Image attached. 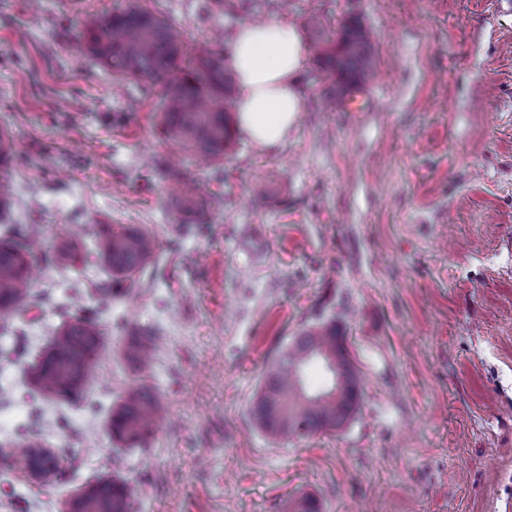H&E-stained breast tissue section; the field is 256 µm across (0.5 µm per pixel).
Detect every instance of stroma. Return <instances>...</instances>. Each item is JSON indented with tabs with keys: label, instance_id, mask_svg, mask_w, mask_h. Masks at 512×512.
<instances>
[{
	"label": "stroma",
	"instance_id": "35a3bbf8",
	"mask_svg": "<svg viewBox=\"0 0 512 512\" xmlns=\"http://www.w3.org/2000/svg\"><path fill=\"white\" fill-rule=\"evenodd\" d=\"M227 15L209 0H152L183 35L227 46L246 22L308 14L369 29L375 80L357 110L326 111L333 84L306 70L307 109L285 146L238 141L210 182L224 205L182 224L157 175L175 150L156 97L78 51L70 19L128 0H0V127L18 155L9 224L43 227L42 254L98 224L156 234L155 268L96 301V260L49 261L23 329L0 327V446L40 440L57 471L35 481L0 457V512H62L120 474L133 512H512V0H275ZM267 197H254L257 183ZM102 325L83 390L31 395V372L78 307ZM335 320L362 383L343 428L276 441L249 414L264 369L302 329ZM153 330L148 367L126 354ZM166 411L127 448L107 414L130 386Z\"/></svg>",
	"mask_w": 512,
	"mask_h": 512
}]
</instances>
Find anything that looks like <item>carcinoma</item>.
I'll list each match as a JSON object with an SVG mask.
<instances>
[{
    "instance_id": "obj_1",
    "label": "carcinoma",
    "mask_w": 512,
    "mask_h": 512,
    "mask_svg": "<svg viewBox=\"0 0 512 512\" xmlns=\"http://www.w3.org/2000/svg\"><path fill=\"white\" fill-rule=\"evenodd\" d=\"M79 49L120 80L145 82L156 89L162 134L174 140L180 154L158 168L169 204L203 224L221 203L206 190V182L193 169L202 158L217 168L234 145L231 96L234 73L224 53L200 41L184 44L180 35L158 11L132 0L110 14L77 16ZM308 28L318 33L314 42L315 65L324 77L342 85H366L374 75V44L361 25L346 21L327 27L318 16L308 18ZM12 180L0 176V213L11 207ZM39 224H5L0 228V320L19 317L37 302L31 266L39 258L35 243ZM98 263L108 280L97 288L103 299H120L137 283V277L156 261L159 242L145 229L129 224H107L99 232ZM84 242L63 239L48 256L61 269L72 267L82 256ZM102 331L93 313L70 317L42 359L36 375L37 391L46 401H64L84 387L91 364L102 346ZM151 333L136 334L127 354L135 362L146 357ZM323 357L329 362L328 383L310 391L305 368ZM361 398L360 381L345 337L331 321L313 326L282 350L267 368L252 402L254 424L274 438L310 436L335 430L356 413ZM165 409L151 388H129L112 408V437L129 447L143 440ZM127 484L119 477L99 479L68 502V512H130Z\"/></svg>"
}]
</instances>
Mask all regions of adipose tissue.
I'll return each mask as SVG.
<instances>
[{"label": "adipose tissue", "instance_id": "obj_1", "mask_svg": "<svg viewBox=\"0 0 512 512\" xmlns=\"http://www.w3.org/2000/svg\"><path fill=\"white\" fill-rule=\"evenodd\" d=\"M226 59L237 79L238 133L260 149L281 146L306 107V53L299 29L281 20L242 24Z\"/></svg>", "mask_w": 512, "mask_h": 512}]
</instances>
